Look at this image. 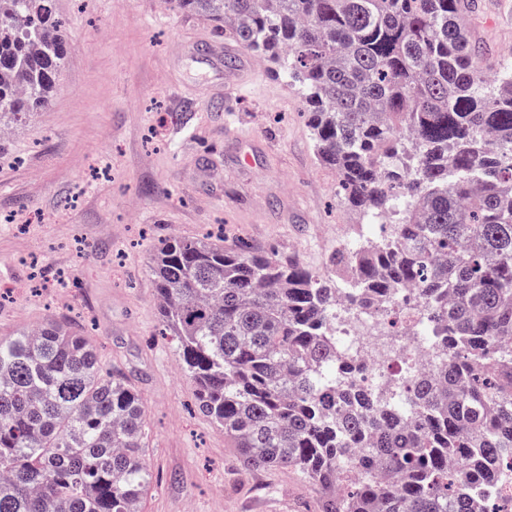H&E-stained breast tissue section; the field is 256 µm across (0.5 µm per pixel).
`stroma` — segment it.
I'll list each match as a JSON object with an SVG mask.
<instances>
[{"mask_svg": "<svg viewBox=\"0 0 512 512\" xmlns=\"http://www.w3.org/2000/svg\"><path fill=\"white\" fill-rule=\"evenodd\" d=\"M68 54L49 105L0 135V336L66 319L131 375L146 402L144 512H317L292 469H244L197 406L159 324L151 275L172 236L244 239L335 277L343 244L374 240L314 154L298 91L261 58L241 93L205 62L228 42L163 0H55ZM482 63L512 49V0H473ZM65 276V294L43 277Z\"/></svg>", "mask_w": 512, "mask_h": 512, "instance_id": "stroma-1", "label": "stroma"}]
</instances>
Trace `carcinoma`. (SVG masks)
Wrapping results in <instances>:
<instances>
[{
  "instance_id": "carcinoma-1",
  "label": "carcinoma",
  "mask_w": 512,
  "mask_h": 512,
  "mask_svg": "<svg viewBox=\"0 0 512 512\" xmlns=\"http://www.w3.org/2000/svg\"><path fill=\"white\" fill-rule=\"evenodd\" d=\"M206 13L298 84L318 161L391 221L331 258L342 285L244 241L170 237L151 268L200 410L250 469L291 468L318 512H496L512 457V61L480 67L464 0H165ZM68 53L54 0H0V124L48 106ZM418 288L451 360L407 404L336 386L339 287ZM146 405L85 336H0V512H142Z\"/></svg>"
}]
</instances>
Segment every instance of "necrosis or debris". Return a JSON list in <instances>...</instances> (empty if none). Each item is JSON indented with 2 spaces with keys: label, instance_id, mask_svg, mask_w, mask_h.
Segmentation results:
<instances>
[{
  "label": "necrosis or debris",
  "instance_id": "obj_1",
  "mask_svg": "<svg viewBox=\"0 0 512 512\" xmlns=\"http://www.w3.org/2000/svg\"><path fill=\"white\" fill-rule=\"evenodd\" d=\"M397 314L403 327L394 333L388 324ZM424 314L414 288L395 289L368 309L351 305L347 293H340L329 333L349 368L345 382L377 389L392 378L405 380L431 369L433 353L424 332Z\"/></svg>",
  "mask_w": 512,
  "mask_h": 512
}]
</instances>
